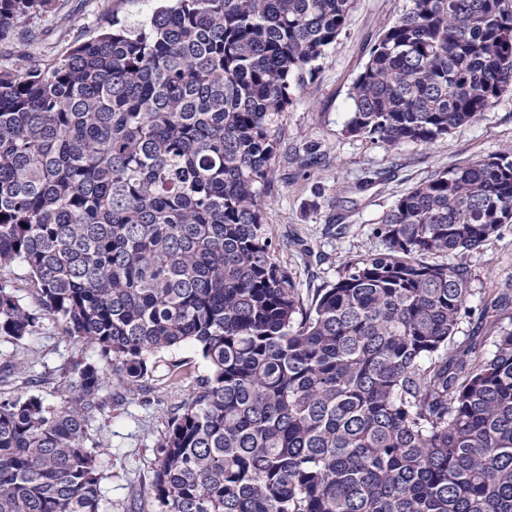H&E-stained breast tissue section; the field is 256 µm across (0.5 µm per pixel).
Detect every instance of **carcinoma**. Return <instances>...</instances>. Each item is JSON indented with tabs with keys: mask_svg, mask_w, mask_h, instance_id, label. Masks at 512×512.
Listing matches in <instances>:
<instances>
[{
	"mask_svg": "<svg viewBox=\"0 0 512 512\" xmlns=\"http://www.w3.org/2000/svg\"><path fill=\"white\" fill-rule=\"evenodd\" d=\"M354 0H171L0 67V271L89 342L51 406L0 398V512H99L89 423L190 344L210 373L157 443L155 512H512V329L450 354L463 258L512 224V149L400 196L305 306L267 236L277 123ZM55 0H0V39ZM512 89V0H408L346 135L431 145ZM436 256L448 261L438 262ZM40 316L0 281V339ZM7 281L17 289V295L20 296L21 302L29 310L38 311L39 304L37 302L36 290L29 282L25 268L20 264H14L12 267L2 271L0 280Z\"/></svg>",
	"mask_w": 512,
	"mask_h": 512,
	"instance_id": "carcinoma-1",
	"label": "carcinoma"
}]
</instances>
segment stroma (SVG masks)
I'll list each match as a JSON object with an SVG mask.
<instances>
[{
    "label": "stroma",
    "instance_id": "stroma-1",
    "mask_svg": "<svg viewBox=\"0 0 512 512\" xmlns=\"http://www.w3.org/2000/svg\"><path fill=\"white\" fill-rule=\"evenodd\" d=\"M407 0H356L348 26L328 51L315 78L300 92L279 125L291 156H277L275 180L262 191L268 236L278 246L277 260L291 272L304 302L318 289L336 282L345 260L385 252L372 228L395 201L436 172L512 148V91L504 92L485 112L429 146L408 143L398 150L384 143L346 135L343 125L351 108L349 91L368 60L382 30L396 21ZM152 0H60L58 10L16 23L0 40V65L32 55L49 59L65 51L79 30H92L106 15L135 23L145 18ZM316 145V163L302 166L297 152ZM365 189H358L360 181ZM339 224H331V216ZM471 278L465 306L469 312L455 338L456 345L474 346L478 357L494 350L491 325L512 327V315L490 311L492 298L512 292V224L469 254ZM97 348L65 336L50 317H43L33 336L17 342L0 339V365L20 364L32 376L25 387L0 385V394L27 392L58 404L76 364L99 360ZM180 367V384L172 369ZM152 372L140 387L112 385L122 396L107 408L90 434L104 445L100 457V512H154L146 494L153 480L156 445L173 410L193 391L210 365L200 350L182 345L151 360Z\"/></svg>",
    "mask_w": 512,
    "mask_h": 512
}]
</instances>
